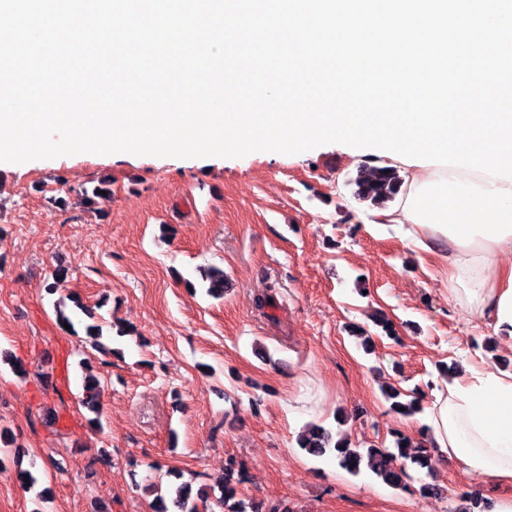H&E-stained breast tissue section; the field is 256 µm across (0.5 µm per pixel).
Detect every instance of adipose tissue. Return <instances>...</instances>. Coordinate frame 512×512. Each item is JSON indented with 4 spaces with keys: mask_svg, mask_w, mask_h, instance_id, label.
<instances>
[{
    "mask_svg": "<svg viewBox=\"0 0 512 512\" xmlns=\"http://www.w3.org/2000/svg\"><path fill=\"white\" fill-rule=\"evenodd\" d=\"M398 204L378 222L446 270L443 286L512 347V182L452 166H402ZM427 447L464 475L505 492L488 512H512V370L483 356L436 376L426 396Z\"/></svg>",
    "mask_w": 512,
    "mask_h": 512,
    "instance_id": "1",
    "label": "adipose tissue"
}]
</instances>
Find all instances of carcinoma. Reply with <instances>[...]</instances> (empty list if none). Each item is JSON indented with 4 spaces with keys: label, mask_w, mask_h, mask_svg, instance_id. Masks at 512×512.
Returning <instances> with one entry per match:
<instances>
[{
    "label": "carcinoma",
    "mask_w": 512,
    "mask_h": 512,
    "mask_svg": "<svg viewBox=\"0 0 512 512\" xmlns=\"http://www.w3.org/2000/svg\"><path fill=\"white\" fill-rule=\"evenodd\" d=\"M355 185L354 196L360 201H368L376 207H383L395 199L400 192L403 178L399 170L391 166H373L358 171L352 180ZM207 294L212 297L224 295V272L214 270L207 275ZM84 398L82 405L95 417L88 419L91 426L99 423L100 415V383L96 377L89 374L84 377ZM385 399L392 412L398 415H410L422 411L420 401L409 397L398 388L385 392ZM299 448L311 457H322L332 454L338 466L346 472L356 475L367 469L386 485L395 489L406 488L409 478L407 464L423 470H431L432 458L430 450L420 448L411 453L408 451V438L395 433L394 446L391 448L370 444L364 448L353 443L348 437L334 438L332 430L322 424H310L298 440ZM244 478L240 471L233 467L226 470L224 477L209 486L192 490V486L184 483L180 486L177 496L168 502L164 496L154 498V512H198L197 501L214 498V504L219 512H289L278 506L263 510V504L247 500L240 493V485Z\"/></svg>",
    "instance_id": "cac0c4a2"
}]
</instances>
